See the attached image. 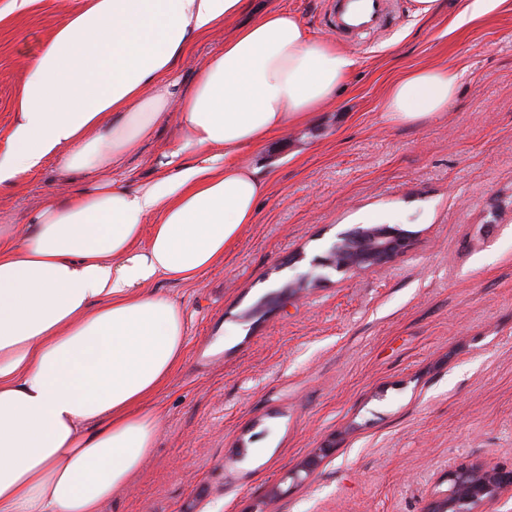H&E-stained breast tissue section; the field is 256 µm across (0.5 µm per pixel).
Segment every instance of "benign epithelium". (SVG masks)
<instances>
[{
  "label": "benign epithelium",
  "instance_id": "benign-epithelium-1",
  "mask_svg": "<svg viewBox=\"0 0 512 512\" xmlns=\"http://www.w3.org/2000/svg\"><path fill=\"white\" fill-rule=\"evenodd\" d=\"M410 246L409 237L386 225L347 237L346 247L321 260L337 269H373L392 262ZM451 489L435 496L425 512H471V506L512 488V471L484 463L461 465L449 474Z\"/></svg>",
  "mask_w": 512,
  "mask_h": 512
}]
</instances>
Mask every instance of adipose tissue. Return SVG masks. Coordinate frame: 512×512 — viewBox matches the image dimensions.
I'll return each instance as SVG.
<instances>
[{"label":"adipose tissue","mask_w":512,"mask_h":512,"mask_svg":"<svg viewBox=\"0 0 512 512\" xmlns=\"http://www.w3.org/2000/svg\"><path fill=\"white\" fill-rule=\"evenodd\" d=\"M247 0H84L31 56L0 191L55 165L73 182L0 223V512H101L154 448L149 399L186 353L177 301L253 223L268 184L240 155L313 120L357 61L282 7L254 12L197 72L178 61ZM460 75L411 70L385 116L445 111ZM181 129L131 188L114 172L168 116Z\"/></svg>","instance_id":"ef3b65f1"}]
</instances>
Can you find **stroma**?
I'll return each mask as SVG.
<instances>
[{"mask_svg": "<svg viewBox=\"0 0 512 512\" xmlns=\"http://www.w3.org/2000/svg\"><path fill=\"white\" fill-rule=\"evenodd\" d=\"M84 0H0V150L31 54ZM468 0L415 16L389 0L375 33H336L331 0L283 6L357 58L346 86L306 125L245 154L269 189L221 264L159 281L181 304L186 355L150 398L153 452L103 512H424L457 466L512 471V0L454 27ZM234 25L179 63L182 84ZM460 75L446 112L418 125L384 116L404 72ZM173 125L127 159L153 176ZM54 167L0 195L24 220L64 191ZM390 225L411 246L374 271L321 267L340 232Z\"/></svg>", "mask_w": 512, "mask_h": 512, "instance_id": "1", "label": "stroma"}]
</instances>
